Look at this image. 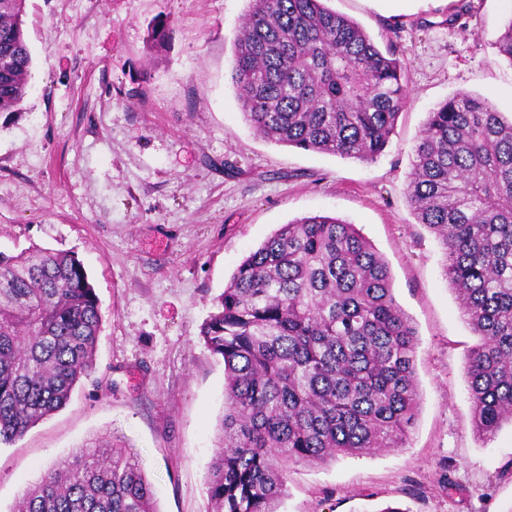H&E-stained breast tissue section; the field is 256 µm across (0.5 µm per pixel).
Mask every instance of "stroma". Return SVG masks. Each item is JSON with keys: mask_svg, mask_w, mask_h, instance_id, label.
Segmentation results:
<instances>
[{"mask_svg": "<svg viewBox=\"0 0 512 512\" xmlns=\"http://www.w3.org/2000/svg\"><path fill=\"white\" fill-rule=\"evenodd\" d=\"M327 5L391 37L407 66L373 161L275 145L245 123L229 66L248 0H27L32 90L0 112V251L77 253L103 325L93 381L0 445V512L92 438L137 458L159 512H208L224 363L200 326L250 252L316 213L356 225L386 260L417 330L420 408L404 447L290 466L279 512H512V424L473 431L463 360L477 338L405 195L431 109L467 91L512 115V65L494 45L512 0ZM160 20L173 30L162 44Z\"/></svg>", "mask_w": 512, "mask_h": 512, "instance_id": "35a3bbf8", "label": "stroma"}]
</instances>
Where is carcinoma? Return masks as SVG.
Masks as SVG:
<instances>
[{
  "instance_id": "carcinoma-1",
  "label": "carcinoma",
  "mask_w": 512,
  "mask_h": 512,
  "mask_svg": "<svg viewBox=\"0 0 512 512\" xmlns=\"http://www.w3.org/2000/svg\"><path fill=\"white\" fill-rule=\"evenodd\" d=\"M26 0H0V108L29 90ZM512 64V18L496 37ZM231 80L245 122L280 146L372 161L406 100L397 45L380 48L324 0H249ZM406 197L438 239L443 275L479 342L467 350L471 421L512 423V119L459 92L427 113ZM98 296L72 251L0 252V444L64 408L96 372ZM224 362L210 512H279L288 467L404 446L420 405L417 331L387 262L355 225H281L236 268L199 332ZM15 512H159L143 470L89 439L30 485Z\"/></svg>"
}]
</instances>
